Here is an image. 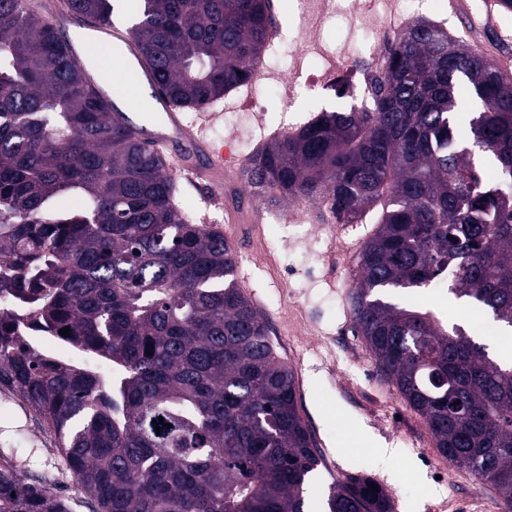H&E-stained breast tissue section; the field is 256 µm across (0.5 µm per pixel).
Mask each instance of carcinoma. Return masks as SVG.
Returning a JSON list of instances; mask_svg holds the SVG:
<instances>
[{
    "label": "carcinoma",
    "instance_id": "cac0c4a2",
    "mask_svg": "<svg viewBox=\"0 0 512 512\" xmlns=\"http://www.w3.org/2000/svg\"><path fill=\"white\" fill-rule=\"evenodd\" d=\"M137 2L129 16L116 0H66L92 30L130 19L176 108L244 86L267 47L271 0ZM368 93L360 111H323L258 146L241 178L270 206L373 217L348 300L356 334L439 452L512 512V362L396 302L445 281L512 327V78L417 21ZM111 112L51 14L0 0V391L47 426L92 512H308L320 461L295 374L223 234L184 217L161 155ZM60 476L0 455V512H71ZM372 483L330 485L322 512H394Z\"/></svg>",
    "mask_w": 512,
    "mask_h": 512
}]
</instances>
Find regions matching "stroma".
<instances>
[{
	"label": "stroma",
	"mask_w": 512,
	"mask_h": 512,
	"mask_svg": "<svg viewBox=\"0 0 512 512\" xmlns=\"http://www.w3.org/2000/svg\"><path fill=\"white\" fill-rule=\"evenodd\" d=\"M473 47L495 62L512 59V11L498 13ZM365 103L361 96L340 99L334 90L320 88L297 99L288 113L274 91L248 85L214 104L223 120L209 128L208 136L244 159L279 126ZM177 189L176 199L191 223L204 220L221 231L229 227L234 234H247L249 243L238 254L239 285L264 318L271 343L291 339L297 345L299 356L288 364L323 477L309 488L308 500H319L329 483L369 477L389 493L394 512H493L498 493L450 466L424 420L378 374L354 331L348 295L373 224H339L321 206L303 210L291 202L260 205L259 221L244 230L227 220L228 210L253 199L241 178L225 181L218 201L205 183L182 174ZM404 301L434 311L451 325L463 324L467 313L443 287L416 290ZM0 455L29 474H47L60 465L46 425L12 397L0 396Z\"/></svg>",
	"instance_id": "stroma-1"
}]
</instances>
